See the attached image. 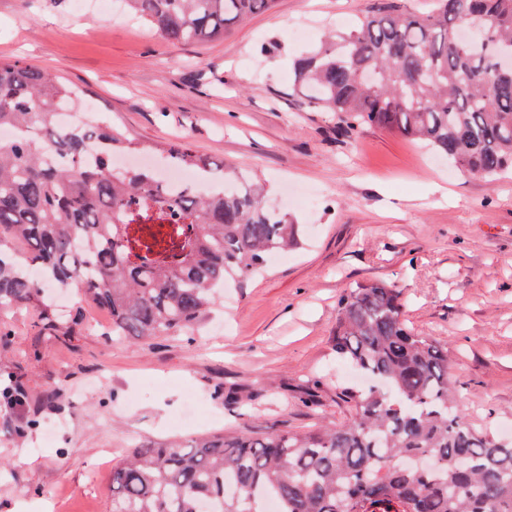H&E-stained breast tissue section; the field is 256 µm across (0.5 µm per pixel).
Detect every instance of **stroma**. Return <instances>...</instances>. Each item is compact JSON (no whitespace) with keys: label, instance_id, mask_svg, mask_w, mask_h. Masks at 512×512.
<instances>
[{"label":"stroma","instance_id":"stroma-1","mask_svg":"<svg viewBox=\"0 0 512 512\" xmlns=\"http://www.w3.org/2000/svg\"><path fill=\"white\" fill-rule=\"evenodd\" d=\"M381 0H275L223 37L172 44L125 14H75L72 0H0V60L82 89L94 124L145 144L185 141L262 179L299 245L271 257L194 330L131 342L77 285L0 309V512H112L110 473L141 443L241 425L303 433L352 415L356 387L330 336L346 287L401 288L410 327L448 349L458 407L499 435L512 423V172L469 176L423 143L335 113L293 88V62ZM250 398L241 417L228 393ZM197 424L174 427L188 397Z\"/></svg>","mask_w":512,"mask_h":512}]
</instances>
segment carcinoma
Instances as JSON below:
<instances>
[{
    "instance_id": "carcinoma-1",
    "label": "carcinoma",
    "mask_w": 512,
    "mask_h": 512,
    "mask_svg": "<svg viewBox=\"0 0 512 512\" xmlns=\"http://www.w3.org/2000/svg\"><path fill=\"white\" fill-rule=\"evenodd\" d=\"M173 43L224 34L272 0H124ZM478 19L512 53V0L388 5L326 37L294 63V83L342 129L377 126L425 143L461 171L493 181L512 171V72L484 40L455 30ZM79 88L23 61H0V308L77 283L112 315V335L186 332L267 256L297 244L295 225L266 207L263 187L214 166L186 142L163 152L210 189L171 196L151 170L114 171L92 146L148 151L117 126L56 116ZM403 291L345 289L330 337L336 356L379 381L344 394L353 417L305 434L244 425L167 446L141 444L112 467V512H512V439L477 430L454 401L448 348L415 332Z\"/></svg>"
}]
</instances>
